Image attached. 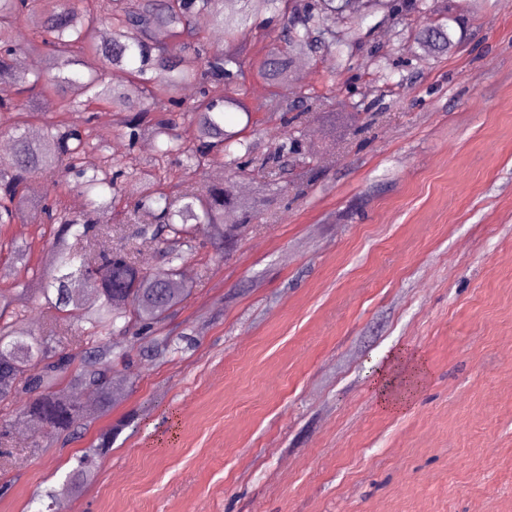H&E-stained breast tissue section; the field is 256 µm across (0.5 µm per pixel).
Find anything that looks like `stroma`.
I'll return each instance as SVG.
<instances>
[{
	"label": "stroma",
	"mask_w": 512,
	"mask_h": 512,
	"mask_svg": "<svg viewBox=\"0 0 512 512\" xmlns=\"http://www.w3.org/2000/svg\"><path fill=\"white\" fill-rule=\"evenodd\" d=\"M466 25L448 52L415 60L374 29L351 66L309 59L304 87L323 101L302 125L315 179L260 191L212 165L263 220L182 265L191 292L158 333L189 350L153 359L130 341L113 373L127 395L76 438L13 444L0 512H512V0H448ZM399 84L374 92L353 134L340 119L374 84V48ZM258 156L288 127L281 113L229 114ZM98 141L117 163L153 170L121 114ZM112 239L162 270L138 225L110 214ZM54 227H0L43 243ZM418 356L424 381L404 411L379 407L374 368ZM77 496L63 491L81 451L127 417ZM59 502V503H60Z\"/></svg>",
	"instance_id": "obj_1"
}]
</instances>
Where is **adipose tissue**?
<instances>
[{
    "label": "adipose tissue",
    "instance_id": "obj_1",
    "mask_svg": "<svg viewBox=\"0 0 512 512\" xmlns=\"http://www.w3.org/2000/svg\"><path fill=\"white\" fill-rule=\"evenodd\" d=\"M423 377V367L407 353L398 352L390 363L376 368L371 386L380 408L388 413L404 411L416 395Z\"/></svg>",
    "mask_w": 512,
    "mask_h": 512
}]
</instances>
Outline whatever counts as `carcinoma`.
<instances>
[{"instance_id":"cac0c4a2","label":"carcinoma","mask_w":512,"mask_h":512,"mask_svg":"<svg viewBox=\"0 0 512 512\" xmlns=\"http://www.w3.org/2000/svg\"><path fill=\"white\" fill-rule=\"evenodd\" d=\"M282 21L277 29L261 28L258 37L268 50L255 64L256 74L272 92L249 106L239 80L244 73L242 43L253 36L248 24L255 2ZM434 0H0V83L16 86L15 98H0V112L13 115L12 152L0 163V226L13 224L24 209H36L59 227L45 243L53 261L47 268L30 265L31 246L1 241L15 285L0 291V404L24 401L7 417L0 415V447L7 432L21 421L39 438L65 440L78 429L108 413L124 392L112 374V360L123 355L125 339L146 344L155 358L179 349L153 332L169 311L189 295L180 266L195 255L205 238H230L242 224L224 226V211L240 210L248 221L259 218L255 205L239 198L229 185L167 193L161 178L134 168L119 167L106 158L85 166V156L104 152L92 137L91 112L106 106L126 112V136L132 143L147 135L159 144V157L171 159L182 174H197L214 163L234 173L246 172L255 153L244 130L229 129L224 113L286 112L288 75L296 58L322 54L349 66L362 38L366 20L376 14L390 20L385 37L398 38L403 18L412 13L425 24L414 42L423 54L443 53L453 44L449 19H431ZM205 19L223 33L224 45L199 42L196 24ZM32 23L24 41L19 26ZM108 22L112 37L96 39L97 25ZM35 53L47 62L42 69L19 73L17 52ZM101 68L82 69L89 59ZM196 95L183 97L186 86ZM58 98L56 115L43 124L35 140L27 133L34 92ZM191 118L197 144L187 146L177 133L178 120ZM289 129L277 155L292 165L310 166L301 153L300 116ZM43 173L53 184L74 178L73 187L87 198L86 212L67 217L54 210L48 195H32L31 179ZM135 184L130 215L143 225L142 244H163L167 269L150 272L136 264L130 249L110 243L109 227L96 219L111 208L123 184ZM44 300L54 326L38 335L17 329L6 314L24 308L30 299ZM77 389L93 391L97 404L85 408L72 399ZM112 430L77 458L64 486L80 493L100 457L112 448Z\"/></svg>"}]
</instances>
